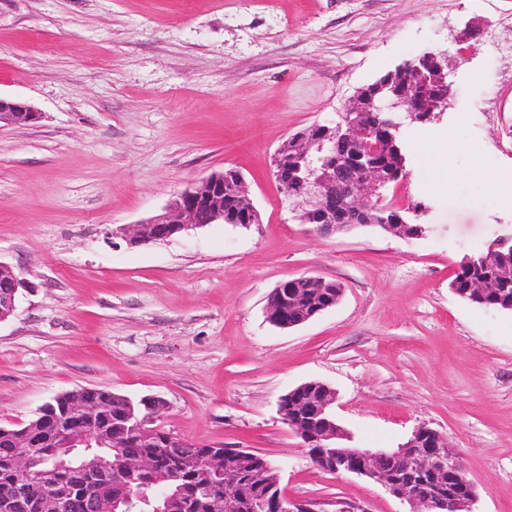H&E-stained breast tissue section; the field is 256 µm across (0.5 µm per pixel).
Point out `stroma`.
Segmentation results:
<instances>
[{"label":"stroma","instance_id":"35a3bbf8","mask_svg":"<svg viewBox=\"0 0 512 512\" xmlns=\"http://www.w3.org/2000/svg\"><path fill=\"white\" fill-rule=\"evenodd\" d=\"M474 24L484 36L458 41ZM440 50L457 59L450 105L403 124L407 174L386 193L427 207L424 233L301 223L272 176L277 148ZM0 96L41 114L0 127V261L26 283L0 322V424L83 387L158 396L164 429L259 452L289 497L409 512L318 469L284 423L280 399L319 381L350 446L395 448L429 425L463 456L472 512H512V312L449 287L512 231V0H0ZM429 127L455 143L448 194L418 164ZM228 166L260 223L129 243L125 227ZM305 274L341 283L340 301L272 326L268 294Z\"/></svg>","mask_w":512,"mask_h":512}]
</instances>
